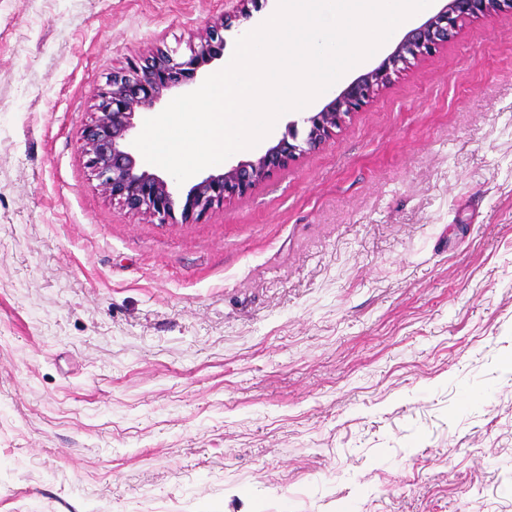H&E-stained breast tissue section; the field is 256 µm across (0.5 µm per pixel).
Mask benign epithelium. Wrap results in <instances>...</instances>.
Here are the masks:
<instances>
[{"label":"benign epithelium","instance_id":"1","mask_svg":"<svg viewBox=\"0 0 512 512\" xmlns=\"http://www.w3.org/2000/svg\"><path fill=\"white\" fill-rule=\"evenodd\" d=\"M505 7L512 9V0H444L441 9L409 30L377 67L348 83L319 111L303 118V129H298L295 122L289 124L287 133L263 153L194 184L182 201V220L247 194L305 150L320 147L344 116L362 110L375 92L390 82L408 57L431 52L448 42L465 21L489 18ZM232 27L233 17L226 15L205 30L189 55L160 50L141 67L113 72L94 94L97 117L84 131L88 165L102 190L129 211L147 213L161 224L175 219L172 182L141 169L129 146L134 117L139 111L153 109L165 92L205 79L202 68L223 57L227 44L224 32Z\"/></svg>","mask_w":512,"mask_h":512}]
</instances>
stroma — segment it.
<instances>
[{
  "label": "stroma",
  "mask_w": 512,
  "mask_h": 512,
  "mask_svg": "<svg viewBox=\"0 0 512 512\" xmlns=\"http://www.w3.org/2000/svg\"><path fill=\"white\" fill-rule=\"evenodd\" d=\"M234 0H0V512H512V11L199 219L94 93Z\"/></svg>",
  "instance_id": "obj_1"
}]
</instances>
